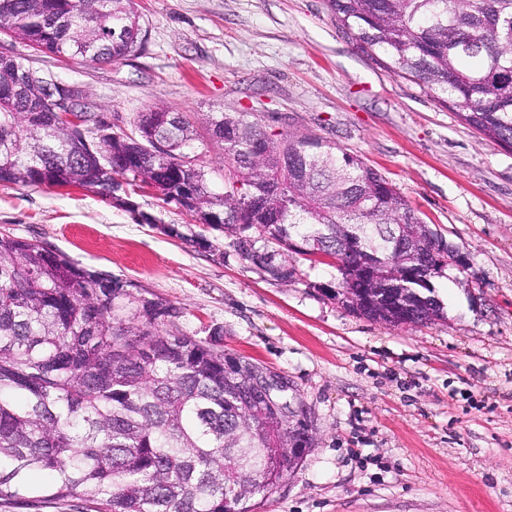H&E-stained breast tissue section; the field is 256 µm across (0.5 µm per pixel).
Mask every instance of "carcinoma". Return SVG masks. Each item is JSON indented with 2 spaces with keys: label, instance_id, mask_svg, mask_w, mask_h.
<instances>
[{
  "label": "carcinoma",
  "instance_id": "cac0c4a2",
  "mask_svg": "<svg viewBox=\"0 0 512 512\" xmlns=\"http://www.w3.org/2000/svg\"><path fill=\"white\" fill-rule=\"evenodd\" d=\"M0 0V36L36 51L86 62H118L143 51L135 0ZM355 41L386 58L466 126L512 146V0H327ZM68 14L65 21L55 18ZM40 85L0 97V184L79 186L125 207L152 188L200 224L235 237L242 257L286 282L283 252L306 241L344 248L331 296L362 311L359 271L380 255L382 277L410 284L433 241L399 190L357 155L312 132L269 137L243 112H207L200 123L221 142L224 192L210 186L207 155L186 149L198 137L183 112L153 106L130 132L98 148L45 112ZM405 225L404 243L385 236ZM277 249L269 250L271 241ZM264 243V250L255 248ZM130 293L105 271L88 269L42 243L0 234V503L36 509L78 498L87 512H252L251 500L288 481L312 447L306 419L240 412L242 389L264 372L193 336L159 328L166 311L145 302L121 314ZM422 323L444 318L434 299L416 305Z\"/></svg>",
  "mask_w": 512,
  "mask_h": 512
}]
</instances>
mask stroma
Wrapping results in <instances>:
<instances>
[{
	"mask_svg": "<svg viewBox=\"0 0 512 512\" xmlns=\"http://www.w3.org/2000/svg\"><path fill=\"white\" fill-rule=\"evenodd\" d=\"M136 3L141 54L60 62L3 36L0 53L81 87L117 132L158 104L243 112L267 133L308 130L353 152L468 256L433 280L445 319L349 313L321 291L334 267L293 255V278L275 280L150 190L131 211L79 187L0 185V233L112 273L135 303L170 308L160 329L290 380L313 446L253 512H512V149L390 73L326 0Z\"/></svg>",
	"mask_w": 512,
	"mask_h": 512,
	"instance_id": "obj_1",
	"label": "stroma"
}]
</instances>
